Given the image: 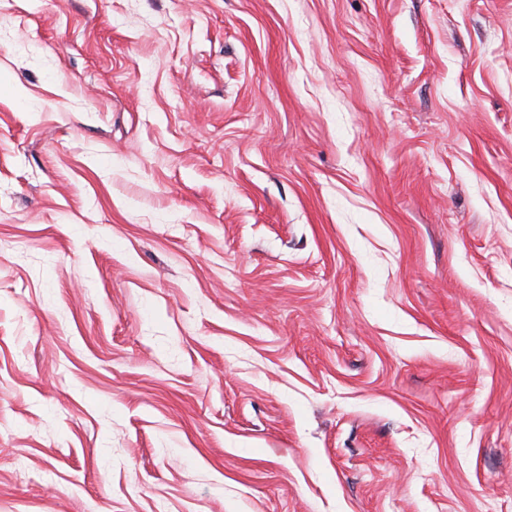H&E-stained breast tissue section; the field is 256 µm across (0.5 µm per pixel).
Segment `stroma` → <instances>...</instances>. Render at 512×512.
Returning a JSON list of instances; mask_svg holds the SVG:
<instances>
[{
  "instance_id": "1",
  "label": "stroma",
  "mask_w": 512,
  "mask_h": 512,
  "mask_svg": "<svg viewBox=\"0 0 512 512\" xmlns=\"http://www.w3.org/2000/svg\"><path fill=\"white\" fill-rule=\"evenodd\" d=\"M0 512H512V0H0Z\"/></svg>"
}]
</instances>
